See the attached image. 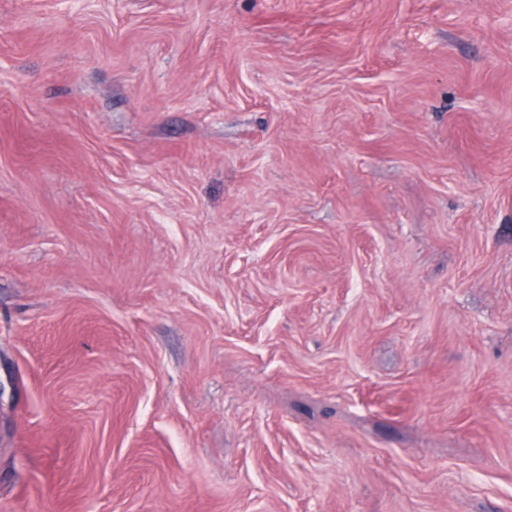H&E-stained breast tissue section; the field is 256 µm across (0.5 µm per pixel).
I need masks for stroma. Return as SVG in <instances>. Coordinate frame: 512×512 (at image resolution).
Here are the masks:
<instances>
[{
	"label": "stroma",
	"mask_w": 512,
	"mask_h": 512,
	"mask_svg": "<svg viewBox=\"0 0 512 512\" xmlns=\"http://www.w3.org/2000/svg\"><path fill=\"white\" fill-rule=\"evenodd\" d=\"M0 512H512V0H0Z\"/></svg>",
	"instance_id": "obj_1"
}]
</instances>
